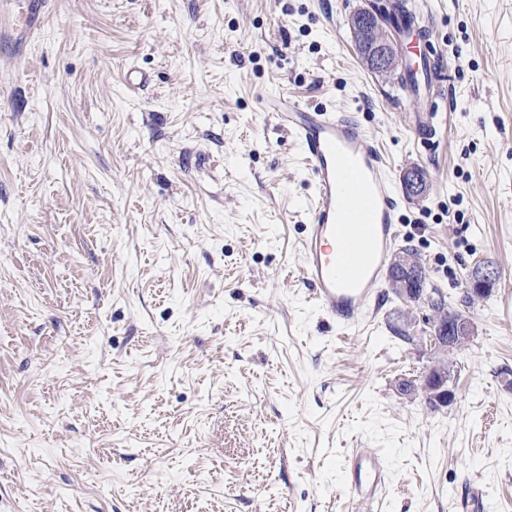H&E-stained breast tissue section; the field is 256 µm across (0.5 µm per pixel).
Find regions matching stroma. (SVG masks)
<instances>
[{
	"label": "stroma",
	"mask_w": 512,
	"mask_h": 512,
	"mask_svg": "<svg viewBox=\"0 0 512 512\" xmlns=\"http://www.w3.org/2000/svg\"><path fill=\"white\" fill-rule=\"evenodd\" d=\"M370 2L0 0V512H352L355 448L389 457L382 512H455L466 480L512 512V0H412L446 66L416 98L355 51ZM279 96L383 151L397 249L475 326L452 404L396 389L432 310L315 307ZM496 283V275L489 268H476L468 280L469 293L475 297L488 294Z\"/></svg>",
	"instance_id": "1"
}]
</instances>
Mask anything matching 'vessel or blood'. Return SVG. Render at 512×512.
I'll return each mask as SVG.
<instances>
[{
	"label": "vessel or blood",
	"instance_id": "b4317fda",
	"mask_svg": "<svg viewBox=\"0 0 512 512\" xmlns=\"http://www.w3.org/2000/svg\"><path fill=\"white\" fill-rule=\"evenodd\" d=\"M276 117L301 145L316 187L300 277L323 314L351 327L388 274L401 198L383 154L350 114L283 99ZM387 472L385 454L353 449L345 487L357 508L380 501Z\"/></svg>",
	"mask_w": 512,
	"mask_h": 512
}]
</instances>
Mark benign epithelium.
<instances>
[{
	"instance_id": "7a95c632",
	"label": "benign epithelium",
	"mask_w": 512,
	"mask_h": 512,
	"mask_svg": "<svg viewBox=\"0 0 512 512\" xmlns=\"http://www.w3.org/2000/svg\"><path fill=\"white\" fill-rule=\"evenodd\" d=\"M355 46L368 69L375 72H388L401 64L403 55L399 43L393 37L386 22L372 8L356 13L353 20ZM496 283L494 271L483 267L472 271L468 280L469 293L475 297L488 294ZM441 334L448 341V350L458 349L467 343L474 334V324L461 313L448 315ZM424 381L435 387L434 404L447 406L455 400V392L445 376L427 373Z\"/></svg>"
}]
</instances>
